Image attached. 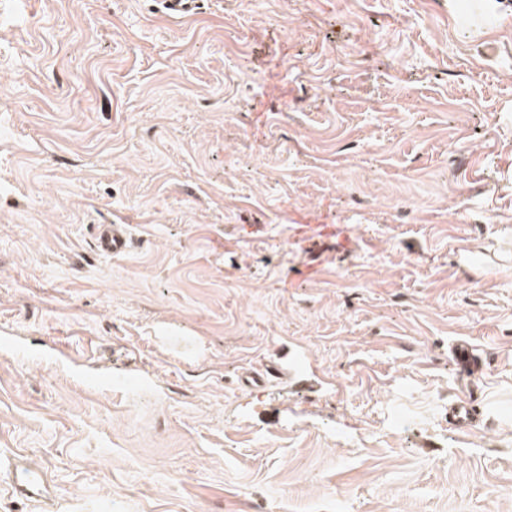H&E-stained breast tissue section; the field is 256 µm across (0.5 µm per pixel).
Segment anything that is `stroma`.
<instances>
[{"mask_svg":"<svg viewBox=\"0 0 512 512\" xmlns=\"http://www.w3.org/2000/svg\"><path fill=\"white\" fill-rule=\"evenodd\" d=\"M496 3L0 0V464L58 512H512ZM284 342L327 387L242 385ZM164 14L175 20H183L194 15L199 8V0H159ZM125 224H98L94 238L97 249L113 257L127 251L128 238ZM451 355L457 365L464 370L468 380H480L485 371V364L481 357L474 354L467 341H457L451 347ZM476 414L477 408L470 401L460 400L448 404V423L455 429L470 427ZM8 468V491L12 496L19 498L29 512H33V509L43 512L46 506L54 505L58 496L51 490L50 482L43 470L32 466L23 454H17L9 459Z\"/></svg>","mask_w":512,"mask_h":512,"instance_id":"35a3bbf8","label":"stroma"}]
</instances>
